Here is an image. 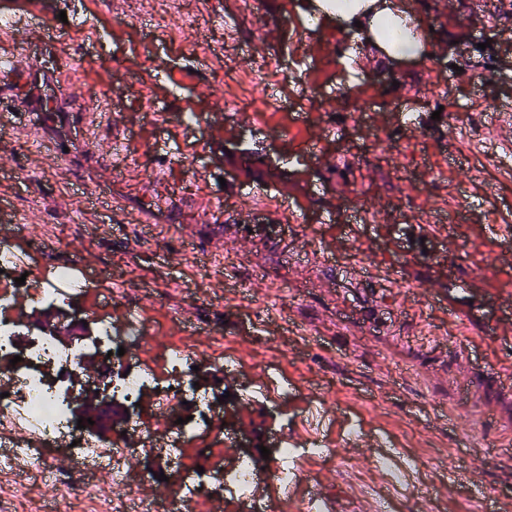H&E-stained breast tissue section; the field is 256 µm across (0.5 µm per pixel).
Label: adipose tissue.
Instances as JSON below:
<instances>
[{
    "label": "adipose tissue",
    "mask_w": 512,
    "mask_h": 512,
    "mask_svg": "<svg viewBox=\"0 0 512 512\" xmlns=\"http://www.w3.org/2000/svg\"><path fill=\"white\" fill-rule=\"evenodd\" d=\"M324 16L336 21L341 27L352 25L365 16L376 20H391L398 26L397 37L392 43L384 45V53L403 59H415L423 55L424 46L407 20L402 0H367L363 5L358 0H336L335 10L325 11Z\"/></svg>",
    "instance_id": "ef3b65f1"
}]
</instances>
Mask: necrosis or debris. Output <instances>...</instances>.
Returning a JSON list of instances; mask_svg holds the SVG:
<instances>
[{
	"mask_svg": "<svg viewBox=\"0 0 512 512\" xmlns=\"http://www.w3.org/2000/svg\"><path fill=\"white\" fill-rule=\"evenodd\" d=\"M19 271L0 257V374L10 380L7 397H0V474L10 475L14 492L0 500V512H22L31 486L59 484L61 500L45 504L43 512H85L93 491L92 477L108 469L123 493L106 512H169L161 501L145 499L132 487L125 465L136 456L147 476L165 474L171 495L184 506L206 504L230 497L247 505L248 512H286L302 501L303 486L313 472L305 458L335 461L333 449L293 448L280 435L269 456L260 451L242 457L230 470L223 469L217 452L224 441L218 431L221 418L216 402L224 393L222 361L210 360L189 347L173 343L154 348L148 318L138 316L123 327L111 316L98 317L95 345L105 360L99 382L107 398L131 408L130 428L135 442L113 440L98 444L77 430L71 408L80 396L85 345L59 344L51 337L13 319L15 292L26 290L36 303L60 302L64 295L42 287L34 278L17 285ZM155 396L154 409L143 415L136 407L144 392ZM66 441L65 455L77 465L78 484L62 482L51 466L57 441ZM269 482L282 491L277 506L257 501L255 488Z\"/></svg>",
	"mask_w": 512,
	"mask_h": 512,
	"instance_id": "4bbe7bcc",
	"label": "necrosis or debris"
}]
</instances>
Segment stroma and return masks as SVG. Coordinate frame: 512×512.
I'll list each match as a JSON object with an SVG mask.
<instances>
[{
	"label": "stroma",
	"instance_id": "stroma-1",
	"mask_svg": "<svg viewBox=\"0 0 512 512\" xmlns=\"http://www.w3.org/2000/svg\"><path fill=\"white\" fill-rule=\"evenodd\" d=\"M308 2L261 0L241 16L236 0H190L180 15L158 0H0L17 18L0 55L21 68L59 54L66 64L63 83L43 89L51 122L0 76L12 128L0 138V227L26 246L35 276L89 262L87 312L114 287L117 307L155 319L160 340L230 357L225 391L259 375L325 393L338 459L311 467L340 512L376 501L382 512H482L483 490L512 512V331L501 330L512 273L496 261L512 245L483 233L492 220L512 225V0H456L452 12L403 0L431 29L438 59L421 63L350 43L326 20L304 25ZM228 53L254 74L234 112L219 102ZM164 72L178 84H156ZM75 85L97 103L71 100ZM267 89L297 103L327 97L308 113L313 146L257 128L252 102ZM441 107L460 120L434 118ZM181 108L195 125L146 116ZM363 109L372 125L352 124ZM330 113L335 131L321 134ZM72 122L87 139L66 163L39 153L38 126ZM379 136L385 149L371 146ZM120 142L133 156L115 155ZM246 183L270 197L244 198ZM456 212L467 222L445 225ZM461 278L469 294L456 293ZM223 416L225 437L273 438L245 402H225ZM353 424L358 448L343 440ZM469 432L501 451L469 445ZM386 441L414 465L411 482L390 486L376 469Z\"/></svg>",
	"mask_w": 512,
	"mask_h": 512
}]
</instances>
